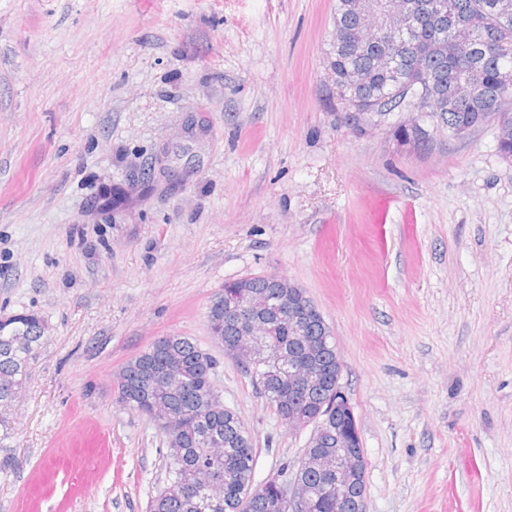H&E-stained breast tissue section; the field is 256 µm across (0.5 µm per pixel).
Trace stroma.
<instances>
[{"label":"stroma","instance_id":"35a3bbf8","mask_svg":"<svg viewBox=\"0 0 512 512\" xmlns=\"http://www.w3.org/2000/svg\"><path fill=\"white\" fill-rule=\"evenodd\" d=\"M336 0H0V317L41 316L0 512H149L165 438L119 403L162 336L213 349L225 282L330 326L365 512H512V160L487 125L424 154L337 125ZM254 479L296 469L233 358Z\"/></svg>","mask_w":512,"mask_h":512}]
</instances>
